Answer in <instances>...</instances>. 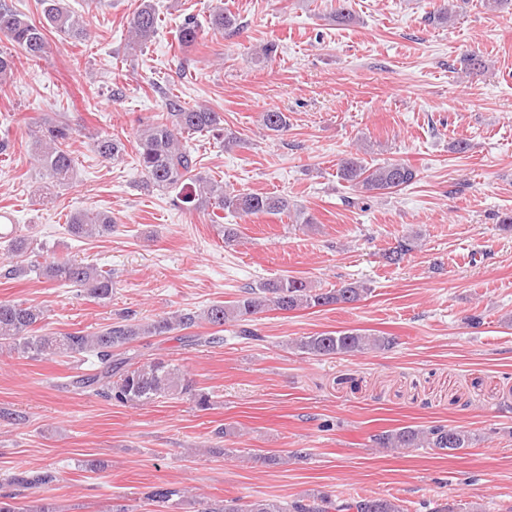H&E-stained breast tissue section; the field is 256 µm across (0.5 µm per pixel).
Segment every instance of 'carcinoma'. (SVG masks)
I'll list each match as a JSON object with an SVG mask.
<instances>
[{"mask_svg":"<svg viewBox=\"0 0 512 512\" xmlns=\"http://www.w3.org/2000/svg\"><path fill=\"white\" fill-rule=\"evenodd\" d=\"M332 15L340 23L351 24L356 15L350 0H335ZM43 21L32 22L0 0V35L20 47L31 61L49 52L47 29L75 42L86 40L88 23L75 15L64 0H40ZM457 0H440L427 20L431 23H451L457 16ZM209 25L218 31L239 29L235 15L218 8L209 15ZM158 28V13L152 0H141L127 18L128 41L126 51L134 55L143 51ZM202 26L193 16L184 19L178 30V44L183 51L194 48L200 40ZM482 57L471 54L463 59V72L478 76L485 71ZM17 70L14 55L0 51V86L11 81ZM224 117L204 106L187 107L178 99H169L165 112L142 124L136 141L137 164L144 174L147 188L175 193L176 203L186 209H220L242 217L294 214L298 224H314L315 218L297 208L287 197L257 193H235L224 190V184L197 170V158L181 142L183 134H196L223 129ZM33 138L34 159L42 175L55 184L66 183L73 173L74 159L71 145L76 129L63 118L34 119L29 122ZM263 129L281 134L288 129V116L270 110L262 113ZM97 153L112 161L123 157L125 144L114 135H100L94 141ZM339 177L370 197L391 194L413 184L417 170L401 161L369 165L356 156L340 160ZM114 220L106 212L80 211L70 215L67 232L84 239L102 237L112 232ZM12 254L23 257L31 250L30 239L15 233L6 240ZM33 271L60 285H77L97 300L112 297V272L93 264L68 258H52L31 264ZM369 289L360 281L345 282L339 288H313L298 277L288 276L250 288L230 302H216L202 312L183 310L171 316H157L147 320L122 317L92 333L83 330L57 333L45 332L39 327L44 319L41 308L25 306L14 301H0V350L25 358H70L90 354L97 359L91 373L73 377L71 384L82 391L122 404L145 406L160 398L190 396L205 410L210 406L207 393L196 389L185 379L180 367L168 360L156 358L140 362L139 343L149 336H166L187 330L205 322L221 328L233 323L239 326V336L259 340L261 336L249 327V322L265 310L292 311L300 308L327 307L360 301ZM395 341L389 336H371L357 329L322 332L295 340L298 351L314 357H334L363 352L369 349L388 351ZM380 448H431L439 455L471 447L469 431L445 424L426 428L401 427L371 436ZM54 481L49 472L22 471L12 478L15 484L48 485ZM184 493L158 485L152 487L147 500L162 507L180 505ZM194 512H404L395 499L389 497H358L333 502L323 492L308 494L284 505L271 498L244 500L241 497L218 502L197 501ZM0 512H56L50 503L26 505L16 501L10 493L0 494Z\"/></svg>","mask_w":512,"mask_h":512,"instance_id":"cac0c4a2","label":"carcinoma"}]
</instances>
